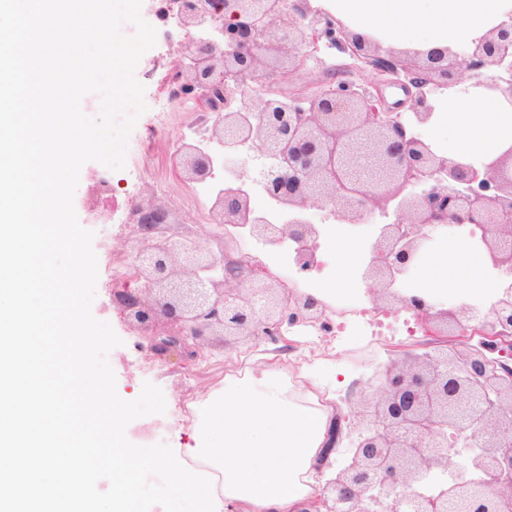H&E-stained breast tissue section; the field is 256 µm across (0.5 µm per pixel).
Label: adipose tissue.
<instances>
[{"label":"adipose tissue","mask_w":512,"mask_h":512,"mask_svg":"<svg viewBox=\"0 0 512 512\" xmlns=\"http://www.w3.org/2000/svg\"><path fill=\"white\" fill-rule=\"evenodd\" d=\"M352 33L399 50L428 52L477 41L512 20V0H307ZM422 140L448 160L476 169L512 151V95L473 81L467 92L449 87L429 99ZM320 239L331 254V274L309 290L322 301H363L358 271L371 260L367 235L346 224H325ZM498 279L489 256L468 228L439 236L416 268L407 297L433 304L490 306ZM327 361L312 363L275 353L261 370L228 376L210 389L183 460L204 461L216 475L223 512H304L325 484L318 469L335 419L320 384Z\"/></svg>","instance_id":"obj_1"}]
</instances>
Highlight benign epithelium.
Returning a JSON list of instances; mask_svg holds the SVG:
<instances>
[{"mask_svg": "<svg viewBox=\"0 0 512 512\" xmlns=\"http://www.w3.org/2000/svg\"><path fill=\"white\" fill-rule=\"evenodd\" d=\"M186 32L218 23L207 40L179 41L173 54L189 58L176 78L188 96L215 114L208 139L222 147L231 178L215 195L210 214L217 224L244 227L264 245L295 244V274L316 267L312 243L320 236L311 211L328 209L339 221L359 224L393 205L363 273L369 290L383 280L392 297L413 312L432 340L379 373L380 398L357 405L358 436L349 456L336 464L316 502L321 512H512V169L500 161L479 171L437 155L420 137L407 134L401 114L370 92L342 83L308 93L267 91L254 104L236 95L268 59L288 65L268 71L285 80L302 68L326 38L339 51L385 81H400L414 101V117L430 115L428 97L456 85L454 61L470 70L496 68L492 85L512 91V24H503L474 46L433 49L403 63L374 52L376 44L353 37L302 0H178ZM215 158L184 143L177 167L191 183L213 177ZM288 214L282 224L251 206L239 171ZM168 207L133 208L137 224L131 279L144 287L114 296L139 324H152L151 350L187 365L202 356L204 337L215 331L283 340V325L332 330L327 307L313 296L264 282L266 271L251 256L236 265L214 257L198 238L162 231ZM472 224L481 231L498 273L500 296L485 309H436L397 288L410 279L433 241V232ZM259 290L256 310L243 293ZM461 315L472 322L453 343L441 344L433 319ZM465 436L464 473L448 440Z\"/></svg>", "mask_w": 512, "mask_h": 512, "instance_id": "7a95c632", "label": "benign epithelium"}]
</instances>
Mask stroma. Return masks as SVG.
Instances as JSON below:
<instances>
[{
	"label": "stroma",
	"mask_w": 512,
	"mask_h": 512,
	"mask_svg": "<svg viewBox=\"0 0 512 512\" xmlns=\"http://www.w3.org/2000/svg\"><path fill=\"white\" fill-rule=\"evenodd\" d=\"M148 22L157 31L156 44L139 61L135 76L150 92L169 73L174 61L170 43L183 39L184 32L175 23L166 22L164 17L158 15L149 16ZM342 81L365 87L382 97L389 92L388 86L380 84L374 73L352 68L348 54L327 45L321 46L316 57L309 60L305 67L283 81L282 87L289 92L300 87L314 90L325 84ZM101 168V163L96 161L83 165L74 195V208L81 225L94 231L96 240L107 241L111 254L122 255L126 252L124 236L118 232L117 226L125 218V208H118L111 223L105 224L93 217L89 205L93 185L91 176ZM161 175L170 182V189L158 188L157 178ZM161 175L151 174L143 178L136 197L168 205L172 233L194 237L206 235L210 238L211 247H221L228 252H245L252 255L257 264L267 263L269 252L266 246L239 234L232 238L226 237L223 228L212 224L205 214L210 207L209 202H202L197 210L188 207L185 193L189 185L181 180L175 168L163 167ZM116 307L111 293L97 290L92 314L97 320L109 323L122 341L121 346L112 349L108 355L116 376L117 392L121 398L126 399L144 383L158 386L165 397L166 411L159 415L160 426L154 430L150 442L177 447L187 440L192 431L191 426L179 423V406L188 384L186 374L176 357H156L150 349V329L117 312ZM421 342V337L400 333L374 343L354 325L344 335L315 346L305 344L303 336H296L293 349L300 355L325 358L338 364L349 377L350 383L345 389L337 391L336 400L350 406L362 396L377 399L378 366L404 360L407 354L418 351ZM205 346V373L194 385V398L198 401L203 400L211 386L222 380L225 374L235 372L237 366L246 364L250 357L264 353L267 343L249 336L215 334L206 337Z\"/></svg>",
	"instance_id": "obj_1"
}]
</instances>
